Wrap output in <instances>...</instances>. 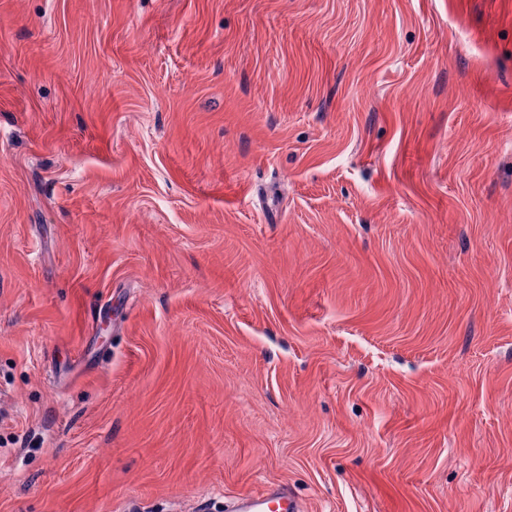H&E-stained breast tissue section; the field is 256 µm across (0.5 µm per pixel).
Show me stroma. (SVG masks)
<instances>
[{
    "instance_id": "obj_1",
    "label": "stroma",
    "mask_w": 512,
    "mask_h": 512,
    "mask_svg": "<svg viewBox=\"0 0 512 512\" xmlns=\"http://www.w3.org/2000/svg\"><path fill=\"white\" fill-rule=\"evenodd\" d=\"M512 512V0H0V512ZM238 506L227 509L230 512H300L297 501L292 496L287 484L265 487L261 490L241 494L235 502Z\"/></svg>"
}]
</instances>
